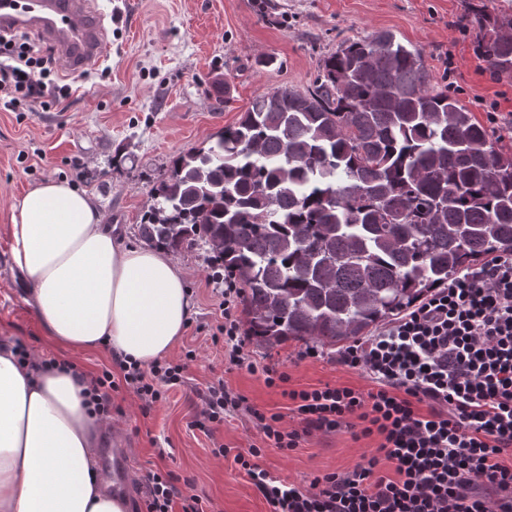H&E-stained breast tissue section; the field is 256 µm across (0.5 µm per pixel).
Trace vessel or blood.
Wrapping results in <instances>:
<instances>
[{
    "mask_svg": "<svg viewBox=\"0 0 512 512\" xmlns=\"http://www.w3.org/2000/svg\"><path fill=\"white\" fill-rule=\"evenodd\" d=\"M91 0H0V33L29 31L53 48L65 69L81 73L107 52L103 20Z\"/></svg>",
    "mask_w": 512,
    "mask_h": 512,
    "instance_id": "vessel-or-blood-1",
    "label": "vessel or blood"
}]
</instances>
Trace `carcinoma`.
<instances>
[{"label":"carcinoma","instance_id":"carcinoma-1","mask_svg":"<svg viewBox=\"0 0 512 512\" xmlns=\"http://www.w3.org/2000/svg\"><path fill=\"white\" fill-rule=\"evenodd\" d=\"M461 23L512 73V15L479 0ZM141 235L207 246L267 345L351 343L448 278L512 254V153L434 80L423 52L378 31L344 39L305 91L253 100L175 161Z\"/></svg>","mask_w":512,"mask_h":512}]
</instances>
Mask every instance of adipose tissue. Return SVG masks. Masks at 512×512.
<instances>
[{
    "instance_id": "adipose-tissue-1",
    "label": "adipose tissue",
    "mask_w": 512,
    "mask_h": 512,
    "mask_svg": "<svg viewBox=\"0 0 512 512\" xmlns=\"http://www.w3.org/2000/svg\"><path fill=\"white\" fill-rule=\"evenodd\" d=\"M12 209V262L51 341L105 345L144 368L170 353L192 303L166 251L116 240L90 196L66 180L40 182ZM106 425L73 371L31 369L0 347V512H125L96 469Z\"/></svg>"
}]
</instances>
